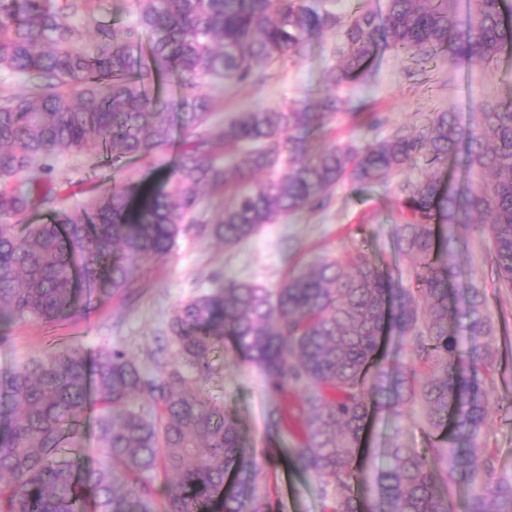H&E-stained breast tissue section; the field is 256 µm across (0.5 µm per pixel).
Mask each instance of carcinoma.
<instances>
[{"instance_id": "obj_1", "label": "carcinoma", "mask_w": 512, "mask_h": 512, "mask_svg": "<svg viewBox=\"0 0 512 512\" xmlns=\"http://www.w3.org/2000/svg\"><path fill=\"white\" fill-rule=\"evenodd\" d=\"M119 33L100 0H0V75L24 93L0 95V327L27 318L61 325L84 298L102 302L131 286L138 262L164 256L204 185L235 188L208 231L236 245L265 224L322 208L341 179L385 182L426 161L421 177L399 185L395 248L414 264L410 288L364 253L324 261L269 290L231 281L181 305L169 321L172 360L154 374L120 348L88 365L67 346L17 367L0 392V512H273L235 420L207 395L214 340L229 332L278 399L270 427H288L286 396L306 407L299 467L316 482L325 512H363L354 469L372 411L398 418L425 410L427 447L386 450L368 512H512V475L499 473L482 446L497 368L496 332L484 292L459 279L451 229L475 215L491 241V271L512 288V97L486 102L469 127L436 112L420 135L402 130L361 148L308 155L306 133L345 109L339 95L315 111L256 107L217 125L216 104L197 89L205 79L246 82L256 64L302 56L307 41L342 20L312 0H137ZM82 14V29L70 17ZM343 45L325 69L341 89L362 79L384 49L414 61L441 55L453 64L493 68L512 50V3L386 0L385 12L357 8ZM174 73L180 91L163 101L147 91ZM179 122L184 149L168 192L129 177L90 197L81 211L58 206L47 187L61 154L126 160L157 153ZM460 155L480 180L465 186L443 174ZM287 172L255 183L258 171ZM40 208L48 220L26 223ZM411 342L414 357L380 365L384 333ZM102 455L77 476L70 454L89 404ZM469 492L462 505L459 483Z\"/></svg>"}]
</instances>
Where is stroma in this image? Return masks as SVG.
<instances>
[{"mask_svg":"<svg viewBox=\"0 0 512 512\" xmlns=\"http://www.w3.org/2000/svg\"><path fill=\"white\" fill-rule=\"evenodd\" d=\"M341 43L340 29L325 31L308 43L300 58L264 67L263 81L233 84L208 80L199 91L219 103L220 110L213 115L217 122L257 106L286 109L318 101L329 92L325 64ZM340 94L348 109L338 113L326 130L311 134L313 150L361 145L400 129L417 133L427 127L434 112L457 113L462 125H470L483 102L512 95V55L503 56L490 70L477 62L455 65L444 59L416 66L387 50L365 80L341 89ZM363 106L379 113L380 127L368 128L352 120L351 110ZM181 149L180 134H173L170 144L156 157L129 161L123 171L100 156H65L55 161L48 185L60 207L68 210L129 177L168 190ZM421 173L416 166L385 183L339 182L327 191L325 207L295 212L234 246L198 232V224L216 223L232 198L228 192L204 191L197 224L185 225L164 258L140 262L131 293L113 295L102 306L91 304L86 315L55 328L37 320L13 324L7 341L0 343V381L31 357L59 348L64 340L79 343L91 358L103 347L123 348L141 369L156 372L153 352L158 340L166 337L169 320L181 304L229 281L273 289L290 274L314 263L357 251L381 262L404 286H411L413 262L394 247L395 226L400 221L398 186ZM458 234V262L464 279L483 289L493 315L507 318L497 336L498 369L492 381L494 395L506 397L512 395V290L500 287L489 275L486 234L464 227ZM205 387L236 418L245 452L261 469L262 485L274 512H323L315 482L293 462L291 450L299 445L297 433L268 429L271 394L261 373L231 336L217 343ZM424 426V413L416 405L397 420L374 415L365 435L368 472L384 466L383 450L393 436H400L407 447H425ZM482 442L497 454L501 471L512 473V415L493 408Z\"/></svg>","mask_w":512,"mask_h":512,"instance_id":"stroma-1","label":"stroma"}]
</instances>
